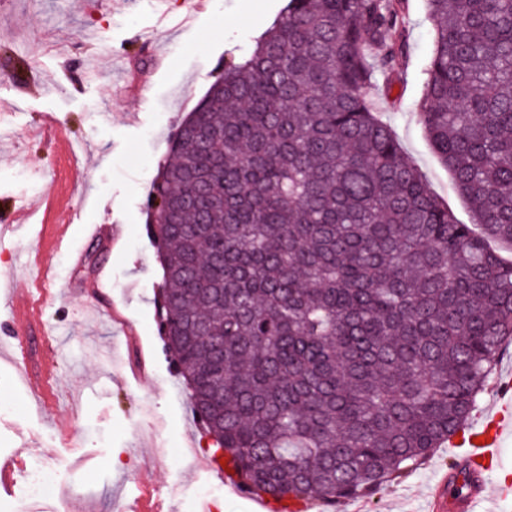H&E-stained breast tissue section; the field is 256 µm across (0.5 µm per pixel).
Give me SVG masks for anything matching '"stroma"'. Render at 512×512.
Listing matches in <instances>:
<instances>
[{
    "label": "stroma",
    "instance_id": "stroma-1",
    "mask_svg": "<svg viewBox=\"0 0 512 512\" xmlns=\"http://www.w3.org/2000/svg\"><path fill=\"white\" fill-rule=\"evenodd\" d=\"M286 3L206 0L183 27L188 0H168L163 22L151 0H0V225L18 216L26 224L0 238V288L15 298L0 303V456L42 459L59 474V495L92 512H115L123 497L169 501L175 512H200L206 501L215 512L249 508L196 464L209 456L210 437L158 319L163 269L147 200L178 125ZM405 12L410 56L391 90L368 94L431 192L466 224L468 206L418 118L433 49L423 0H406ZM88 65L97 82L84 81ZM44 123L46 138H31ZM91 224L118 228V247L90 236ZM44 225L58 226L61 247H42ZM75 251L84 256L78 267ZM102 269L108 288L98 310H86L84 288ZM113 308L135 324L137 346L114 333ZM19 322L29 355L18 364L9 349ZM114 344L119 357L110 361L103 352ZM30 372L44 376L46 397L26 385ZM461 457L458 448L433 449L374 494L333 506L311 498L306 512H425L436 477Z\"/></svg>",
    "mask_w": 512,
    "mask_h": 512
}]
</instances>
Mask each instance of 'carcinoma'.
Instances as JSON below:
<instances>
[{"instance_id": "1", "label": "carcinoma", "mask_w": 512, "mask_h": 512, "mask_svg": "<svg viewBox=\"0 0 512 512\" xmlns=\"http://www.w3.org/2000/svg\"><path fill=\"white\" fill-rule=\"evenodd\" d=\"M420 122L472 223L369 87L401 0H288L179 126L148 209L168 344L241 486L330 505L458 433L512 342V0H425Z\"/></svg>"}]
</instances>
